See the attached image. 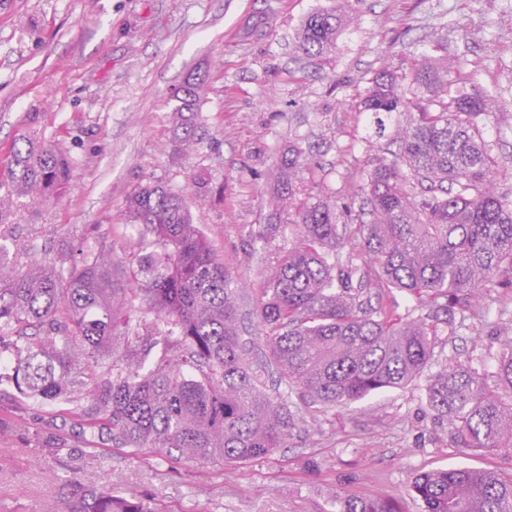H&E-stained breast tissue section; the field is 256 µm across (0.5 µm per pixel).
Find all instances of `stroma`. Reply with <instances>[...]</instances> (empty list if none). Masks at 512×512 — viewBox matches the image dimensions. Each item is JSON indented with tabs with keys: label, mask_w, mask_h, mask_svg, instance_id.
I'll list each match as a JSON object with an SVG mask.
<instances>
[{
	"label": "stroma",
	"mask_w": 512,
	"mask_h": 512,
	"mask_svg": "<svg viewBox=\"0 0 512 512\" xmlns=\"http://www.w3.org/2000/svg\"><path fill=\"white\" fill-rule=\"evenodd\" d=\"M336 0H0V168L13 141L34 133L64 149L72 187L19 207L0 231V260L21 244L58 267L78 250H105L123 279L137 273L142 244L124 222L127 198L159 183L190 188L208 182L210 200L193 222L244 288L239 312L256 347L253 319L260 278L291 247L289 232L260 240L267 197L280 158L293 145L311 149L300 197L319 191L344 202L362 182L375 137L359 101L380 67L410 69L424 54L446 55L472 92L489 91L500 109L483 136L494 156L512 158V0H358L336 50L310 58L297 50L313 12ZM209 78L200 102V143L189 153L171 145L172 89L196 69ZM333 258L364 274L375 308L407 314L408 293L387 294L368 276V257L352 242ZM484 290L482 319L454 310L437 328L424 371L408 385L329 410L301 401L287 385L279 395L298 417L286 448L266 459L221 465L174 464L151 450L115 448L92 458L70 426L75 401L41 406L0 386V433L12 451L0 463V512H59L60 481L71 472L114 495L140 497L148 512H335L337 498L372 495L418 512L412 486L422 473L451 468L512 473V448L454 447L448 426L428 405L434 374L455 361L483 358L492 367L512 332V306Z\"/></svg>",
	"instance_id": "1"
}]
</instances>
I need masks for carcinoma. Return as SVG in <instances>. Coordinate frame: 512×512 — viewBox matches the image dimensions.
Returning a JSON list of instances; mask_svg holds the SVG:
<instances>
[{
    "instance_id": "cac0c4a2",
    "label": "carcinoma",
    "mask_w": 512,
    "mask_h": 512,
    "mask_svg": "<svg viewBox=\"0 0 512 512\" xmlns=\"http://www.w3.org/2000/svg\"><path fill=\"white\" fill-rule=\"evenodd\" d=\"M346 12H316L304 21L298 49L322 57L336 49ZM448 61L425 58L408 73L377 70L360 100L375 134L397 121L398 150L372 158L358 189L359 207L319 193L296 198L295 179L310 165L296 146L280 160L269 192L275 223L288 224L296 243L261 280L256 315L264 327V360L253 361L242 339L238 293L244 284L212 252L193 224L191 206L208 197L149 184L128 199L125 221L163 247L140 267L146 284L112 275V253L71 260L67 276L37 260L21 270L0 260V354L18 348L16 383L33 405L82 393L74 411L90 452L152 448L173 463H240L288 447L297 418L262 381L272 366L290 388L327 408L342 407L386 388H400L426 367L433 342L426 319L405 320L358 300L355 271L328 261L345 240L361 243L374 276L387 291H404L429 317L448 316L462 300L484 316L481 288L495 281L512 298V196L498 191L512 173L483 137L499 109L491 94L468 92L448 78ZM207 74L175 88V150L199 141V104ZM66 153L34 135L13 145L0 181V226L23 198H47L66 188ZM153 314L140 350L116 349V338L139 334L132 314ZM428 402L448 422L458 448H512V338L506 337L490 375L461 363L432 377ZM62 512H146L139 498L118 497L71 473ZM421 512H512V474L437 470L413 484ZM336 512H401L391 500L347 496Z\"/></svg>"
}]
</instances>
